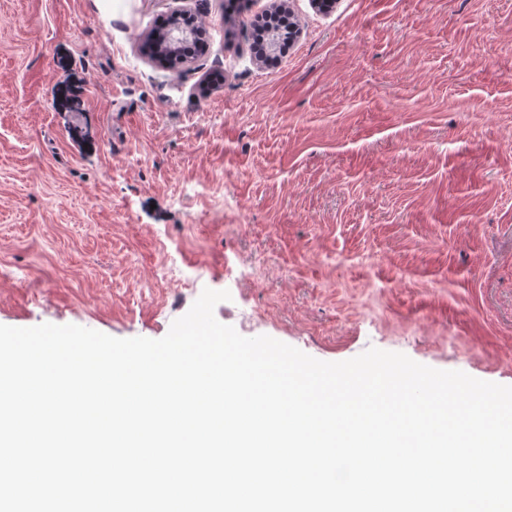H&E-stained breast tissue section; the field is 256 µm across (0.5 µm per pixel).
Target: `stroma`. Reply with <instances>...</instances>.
<instances>
[{
	"label": "stroma",
	"mask_w": 512,
	"mask_h": 512,
	"mask_svg": "<svg viewBox=\"0 0 512 512\" xmlns=\"http://www.w3.org/2000/svg\"><path fill=\"white\" fill-rule=\"evenodd\" d=\"M207 288L246 337L512 386V0H0V325L159 339ZM172 25L173 27L169 31L161 32L153 36L158 45V54L155 55V60L159 63L166 61V59L175 52L182 38L188 34L184 26L189 25L180 22L178 19H175Z\"/></svg>",
	"instance_id": "35a3bbf8"
}]
</instances>
